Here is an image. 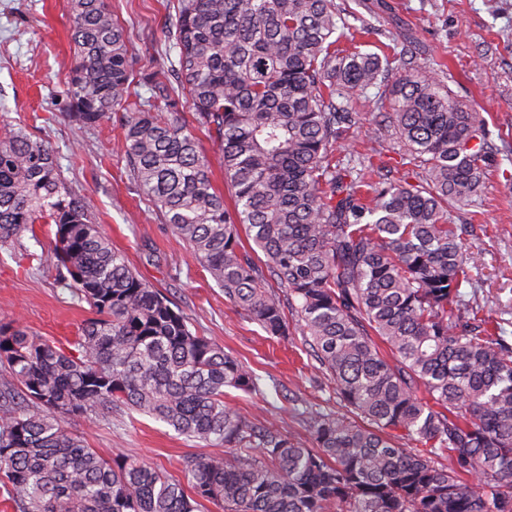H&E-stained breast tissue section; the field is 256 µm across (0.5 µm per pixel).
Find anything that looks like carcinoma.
Instances as JSON below:
<instances>
[{"label": "carcinoma", "instance_id": "cac0c4a2", "mask_svg": "<svg viewBox=\"0 0 512 512\" xmlns=\"http://www.w3.org/2000/svg\"><path fill=\"white\" fill-rule=\"evenodd\" d=\"M70 10L69 119L122 112L142 195L268 337L288 336L294 312L345 412L309 409V447L224 403L227 388L259 391L254 372L112 247L50 144L12 129L0 246L55 225L49 253L29 257L90 310L68 348L0 325V470L17 512H512V345L464 301L480 257L454 226L489 167L477 113L410 50L339 48L335 0H177L172 80L134 74L106 0ZM370 88L378 138L415 184L374 182L381 166L336 152ZM192 127L222 146L230 206ZM114 408L224 454L184 458L185 486L111 463L67 420Z\"/></svg>", "mask_w": 512, "mask_h": 512}]
</instances>
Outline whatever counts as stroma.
I'll return each mask as SVG.
<instances>
[{
    "label": "stroma",
    "mask_w": 512,
    "mask_h": 512,
    "mask_svg": "<svg viewBox=\"0 0 512 512\" xmlns=\"http://www.w3.org/2000/svg\"><path fill=\"white\" fill-rule=\"evenodd\" d=\"M122 27L139 71L169 73L164 21L168 0H107ZM341 47L365 52L407 47L460 100L478 112L495 148L480 197L461 213L463 243L480 253L467 300L483 306L512 339V0H347ZM70 0H0V135L25 126L52 146L61 175L90 197L91 217L114 248L155 288L178 304L190 327L247 363L259 377L260 394L228 391L229 404L251 418L277 419L288 434L309 440L304 411L335 407L332 384L318 370L299 325L284 339L262 328L224 297L189 247L137 190L121 150L117 115L80 128L66 118L62 95L72 62ZM341 149L375 148V163L394 177L407 174L392 143L376 138L371 114L352 128ZM88 306L64 288L52 264L0 249V323L18 322L55 341L73 339ZM70 427L106 460L150 463L183 480L189 455L211 454L204 443L179 436L150 417L113 410L74 417Z\"/></svg>",
    "instance_id": "1"
}]
</instances>
